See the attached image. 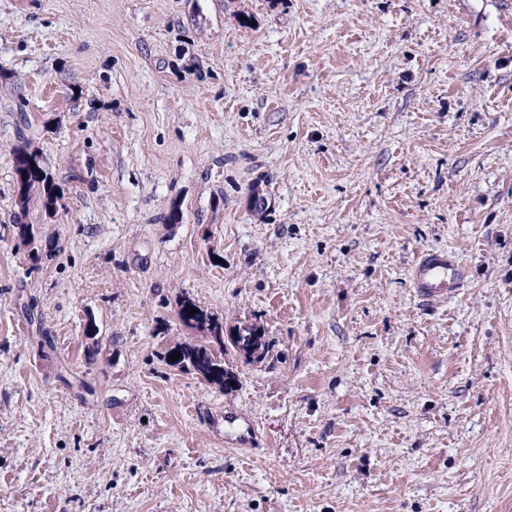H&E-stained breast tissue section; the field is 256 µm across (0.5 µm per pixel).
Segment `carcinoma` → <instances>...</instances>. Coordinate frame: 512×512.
I'll list each match as a JSON object with an SVG mask.
<instances>
[{
	"label": "carcinoma",
	"instance_id": "cac0c4a2",
	"mask_svg": "<svg viewBox=\"0 0 512 512\" xmlns=\"http://www.w3.org/2000/svg\"><path fill=\"white\" fill-rule=\"evenodd\" d=\"M13 173L20 205V211L15 215L14 228L21 244L33 245L36 239L34 225L23 222L27 206L32 199L31 192L39 193L44 206L51 209L60 198L61 190L43 167L39 155L25 147L17 149L14 153ZM192 308L196 309V313L190 316L187 310ZM177 316L182 324L205 330L209 333V340L199 346L176 344L170 347L166 355L179 352L181 357L176 361L170 359L168 363L192 371L210 383L230 387L231 382L237 380V377L224 366V323L190 298L180 301Z\"/></svg>",
	"mask_w": 512,
	"mask_h": 512
}]
</instances>
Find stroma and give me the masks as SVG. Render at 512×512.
<instances>
[{
	"label": "stroma",
	"mask_w": 512,
	"mask_h": 512,
	"mask_svg": "<svg viewBox=\"0 0 512 512\" xmlns=\"http://www.w3.org/2000/svg\"><path fill=\"white\" fill-rule=\"evenodd\" d=\"M0 512H512L506 0H0ZM12 167L18 204L20 205V211L15 215L14 228L21 244L24 246L34 245L36 239L34 225L23 222L27 206L32 199L31 192L39 193L45 208L51 209L60 198L61 190L43 167L39 155L29 151L26 147L15 151ZM23 171H26L25 178H22ZM41 174H44V177H41ZM418 298L425 303L455 297L460 291L463 265L447 251H424L409 270ZM196 308L194 315L188 316L187 309ZM177 316L180 322L188 327L205 330L209 333V340L205 345L185 346L175 344L165 354L171 366H177L186 371H193L202 376L206 381L231 387V381L236 382V374L229 367L224 368V323L218 321L211 313L203 309L196 301L184 298L180 301L177 309ZM193 322V323H191ZM215 336V337H214ZM172 352H180L181 357L177 361L169 358ZM226 442L243 448H254L258 443V433L250 418L239 412L224 413Z\"/></svg>",
	"instance_id": "35a3bbf8"
}]
</instances>
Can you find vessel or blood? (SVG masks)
<instances>
[{
	"label": "vessel or blood",
	"mask_w": 512,
	"mask_h": 512,
	"mask_svg": "<svg viewBox=\"0 0 512 512\" xmlns=\"http://www.w3.org/2000/svg\"><path fill=\"white\" fill-rule=\"evenodd\" d=\"M409 276L418 298L425 303L455 297L461 287L463 266L454 253L425 251L415 260ZM226 442L252 448L258 433L250 418L239 412L224 415Z\"/></svg>",
	"instance_id": "vessel-or-blood-1"
}]
</instances>
